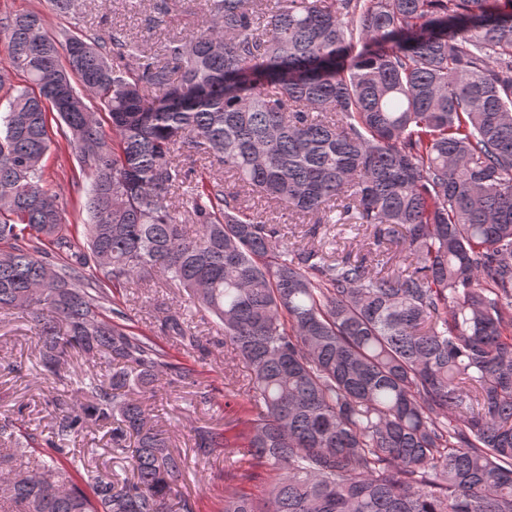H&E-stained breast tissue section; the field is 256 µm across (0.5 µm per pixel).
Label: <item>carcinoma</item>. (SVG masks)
Listing matches in <instances>:
<instances>
[{
  "mask_svg": "<svg viewBox=\"0 0 512 512\" xmlns=\"http://www.w3.org/2000/svg\"><path fill=\"white\" fill-rule=\"evenodd\" d=\"M149 2L157 19L179 9ZM205 6L161 58L119 30L53 37L37 12L0 17L29 83L0 115V312L36 322L44 376L72 382L75 353L112 366L75 381L46 445L114 420L130 468L82 487L64 465L0 455L8 512H166L187 463L137 394L194 370L111 295L161 279L248 371L242 431L194 435L233 460L228 477L266 472L224 512H512V0ZM57 135L93 172L81 240L44 186ZM184 146L205 161L196 178L175 162ZM256 195L310 224L308 242L285 240ZM350 219L366 253L315 244ZM162 328L204 349L185 313Z\"/></svg>",
  "mask_w": 512,
  "mask_h": 512,
  "instance_id": "1",
  "label": "carcinoma"
}]
</instances>
